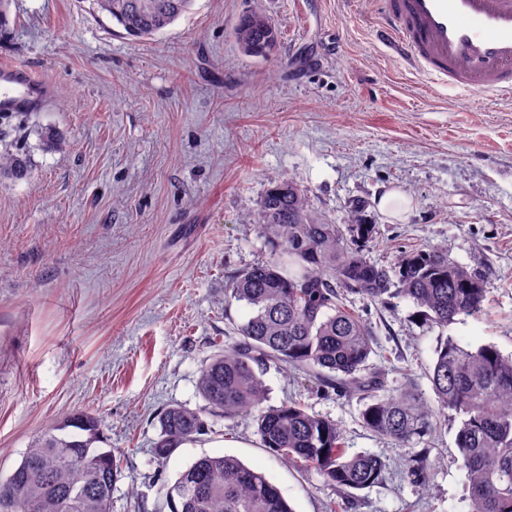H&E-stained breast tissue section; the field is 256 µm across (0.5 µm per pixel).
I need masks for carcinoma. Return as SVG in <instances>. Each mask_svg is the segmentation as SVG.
I'll return each mask as SVG.
<instances>
[{"label": "carcinoma", "mask_w": 512, "mask_h": 512, "mask_svg": "<svg viewBox=\"0 0 512 512\" xmlns=\"http://www.w3.org/2000/svg\"><path fill=\"white\" fill-rule=\"evenodd\" d=\"M194 0H90L129 37L147 39L186 14ZM233 36L251 56L266 57L277 29L259 10L240 15ZM26 112L0 114V142ZM30 151H0V178L29 181ZM260 227L271 260L241 270L228 291L250 310L238 328L240 340L211 356L199 370L205 402L191 410L172 405L158 415L155 455L165 459L213 421L253 417L262 445L303 463L339 489L375 484L385 462L369 453H348L335 421L296 401L269 406L263 375L269 363L305 369L367 399L364 426L403 447L428 432L432 414L413 386L380 396L385 374L368 364L374 351L369 325L346 305L350 294L374 303L385 297L411 300L420 316L446 327L457 318H479L484 288L476 268L454 264L439 249L404 254L387 268L367 260L375 225L362 214L333 224L313 210L290 179L271 185L259 201ZM441 407L460 419L456 446L468 480L469 512H512V355L495 345L463 346L448 336L435 349L430 368ZM102 441L99 417L82 411L49 426L0 477V512H112V487L120 461ZM171 512H294L265 474L234 456H203L162 487Z\"/></svg>", "instance_id": "cac0c4a2"}]
</instances>
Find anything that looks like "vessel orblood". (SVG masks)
<instances>
[{"mask_svg":"<svg viewBox=\"0 0 512 512\" xmlns=\"http://www.w3.org/2000/svg\"><path fill=\"white\" fill-rule=\"evenodd\" d=\"M376 39L441 86L512 96V0H379ZM49 87L28 69L0 67V112H27Z\"/></svg>","mask_w":512,"mask_h":512,"instance_id":"1","label":"vessel or blood"}]
</instances>
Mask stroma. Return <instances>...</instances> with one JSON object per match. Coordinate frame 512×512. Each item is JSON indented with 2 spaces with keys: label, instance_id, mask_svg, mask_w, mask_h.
I'll return each mask as SVG.
<instances>
[{
  "label": "stroma",
  "instance_id": "stroma-1",
  "mask_svg": "<svg viewBox=\"0 0 512 512\" xmlns=\"http://www.w3.org/2000/svg\"><path fill=\"white\" fill-rule=\"evenodd\" d=\"M255 9L279 30L265 58L232 34ZM379 23L375 0H194L132 40L88 0H10L0 65L31 70L52 94L10 136L33 155L30 181L0 179L1 475L47 427L85 411L121 457L112 512H170L162 485L205 455L264 473L294 512H468L459 423L428 371L446 336L512 353V97L435 85L388 54ZM43 128L62 150L40 148ZM286 177L331 223L361 209L377 227L371 261L438 248L483 278L482 316L445 329L404 298H347L374 332L370 363L387 391L415 384L432 410L409 445L367 430L360 398L267 370L269 405L304 403L340 426L349 452L385 460L362 490L270 453L246 415L154 454L158 413L202 406L201 366L239 339L249 310L224 288L270 259L258 204ZM390 190L408 213L378 211ZM419 457L423 482L403 473Z\"/></svg>",
  "mask_w": 512,
  "mask_h": 512
}]
</instances>
